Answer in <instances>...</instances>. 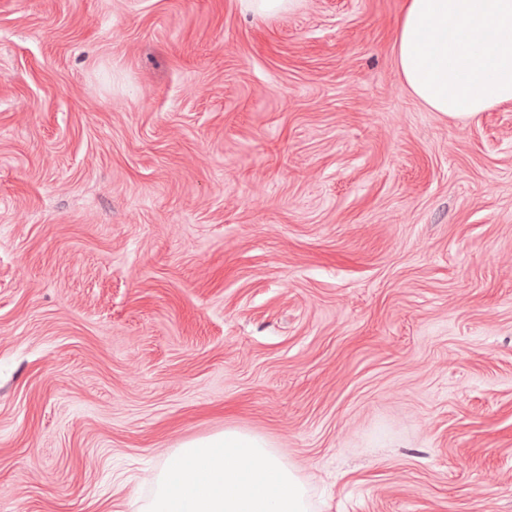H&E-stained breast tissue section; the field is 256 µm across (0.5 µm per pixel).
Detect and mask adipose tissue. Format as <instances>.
<instances>
[{
  "label": "adipose tissue",
  "mask_w": 512,
  "mask_h": 512,
  "mask_svg": "<svg viewBox=\"0 0 512 512\" xmlns=\"http://www.w3.org/2000/svg\"><path fill=\"white\" fill-rule=\"evenodd\" d=\"M396 64L413 97L451 116L512 102V0H405Z\"/></svg>",
  "instance_id": "adipose-tissue-1"
}]
</instances>
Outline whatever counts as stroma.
Instances as JSON below:
<instances>
[{"mask_svg": "<svg viewBox=\"0 0 512 512\" xmlns=\"http://www.w3.org/2000/svg\"><path fill=\"white\" fill-rule=\"evenodd\" d=\"M404 0H0V512H141L264 436L311 512H512V103ZM396 64L413 97L465 116L512 102V0H405Z\"/></svg>", "mask_w": 512, "mask_h": 512, "instance_id": "35a3bbf8", "label": "stroma"}]
</instances>
